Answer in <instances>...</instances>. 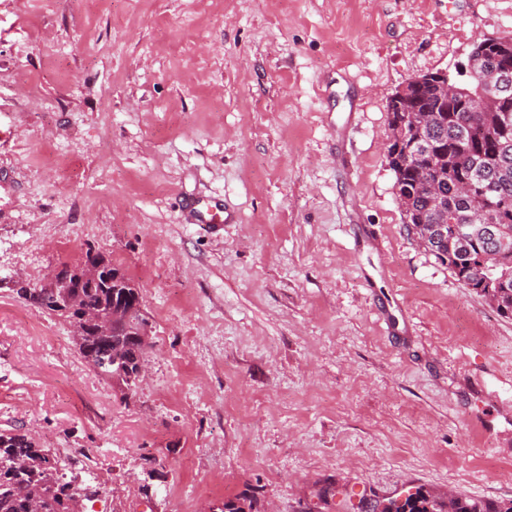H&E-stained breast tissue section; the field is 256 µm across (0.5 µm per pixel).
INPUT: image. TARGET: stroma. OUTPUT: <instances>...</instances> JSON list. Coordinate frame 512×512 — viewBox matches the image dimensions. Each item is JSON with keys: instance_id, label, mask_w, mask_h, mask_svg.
<instances>
[{"instance_id": "1", "label": "stroma", "mask_w": 512, "mask_h": 512, "mask_svg": "<svg viewBox=\"0 0 512 512\" xmlns=\"http://www.w3.org/2000/svg\"><path fill=\"white\" fill-rule=\"evenodd\" d=\"M506 36L512 0H0V430L84 512L512 500V319L386 160L398 87ZM89 249L141 295L129 392L17 293Z\"/></svg>"}]
</instances>
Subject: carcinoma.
<instances>
[{
	"label": "carcinoma",
	"mask_w": 512,
	"mask_h": 512,
	"mask_svg": "<svg viewBox=\"0 0 512 512\" xmlns=\"http://www.w3.org/2000/svg\"><path fill=\"white\" fill-rule=\"evenodd\" d=\"M512 66V38H496L486 44L484 59L476 71L486 77V59ZM462 97L440 99L434 87L412 84L408 92L388 103L391 131L387 149L397 195L402 199V221L407 227L441 224L444 235L428 239L426 250L472 292L495 306L501 316L512 317V89L496 94L490 112L472 123L463 97L479 86L470 70L457 72ZM410 112H430L424 126L408 120ZM426 155L416 166L407 152ZM84 260L102 264L94 285L79 288L84 308L106 312L121 302L137 303L138 288L123 270L104 255L87 250ZM17 293L30 304L69 320L63 312L61 289L52 285L21 286ZM143 320L140 312L116 334L101 336L95 330L75 341L87 364L118 348L127 353L125 362L102 374L128 377L135 373L147 351L138 350L130 332ZM19 459L22 466L13 461ZM70 482L60 472L50 450L41 448L30 435L18 429L0 432V512H26L20 497L39 505V512H70ZM450 512H512V500H478L463 494L449 499ZM383 512H439L435 496L419 487L403 499L383 504Z\"/></svg>",
	"instance_id": "obj_1"
}]
</instances>
